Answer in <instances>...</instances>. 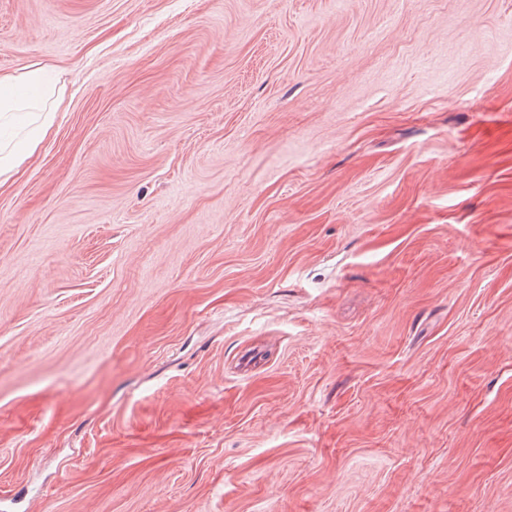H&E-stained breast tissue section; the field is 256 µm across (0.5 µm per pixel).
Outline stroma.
Wrapping results in <instances>:
<instances>
[{
  "label": "stroma",
  "mask_w": 512,
  "mask_h": 512,
  "mask_svg": "<svg viewBox=\"0 0 512 512\" xmlns=\"http://www.w3.org/2000/svg\"><path fill=\"white\" fill-rule=\"evenodd\" d=\"M33 63L0 512H512V0H0Z\"/></svg>",
  "instance_id": "stroma-1"
}]
</instances>
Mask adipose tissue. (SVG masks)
<instances>
[{
	"mask_svg": "<svg viewBox=\"0 0 512 512\" xmlns=\"http://www.w3.org/2000/svg\"><path fill=\"white\" fill-rule=\"evenodd\" d=\"M59 104L57 81L35 63L18 73H0V127L13 129L0 140V177L31 156L48 134Z\"/></svg>",
	"mask_w": 512,
	"mask_h": 512,
	"instance_id": "obj_1",
	"label": "adipose tissue"
}]
</instances>
